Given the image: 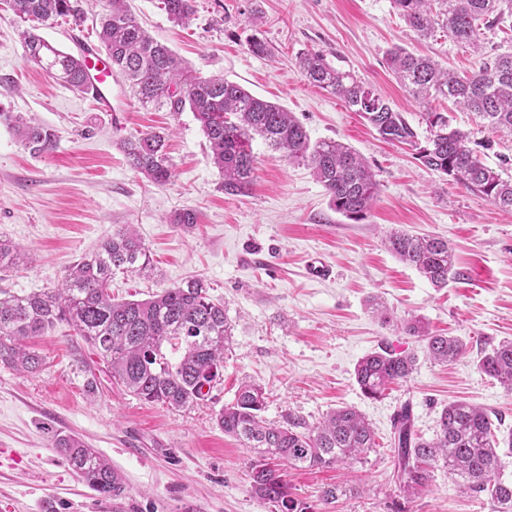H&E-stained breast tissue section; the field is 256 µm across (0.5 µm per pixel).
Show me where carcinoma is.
Here are the masks:
<instances>
[{
    "mask_svg": "<svg viewBox=\"0 0 512 512\" xmlns=\"http://www.w3.org/2000/svg\"><path fill=\"white\" fill-rule=\"evenodd\" d=\"M83 0H8L19 17L40 24L60 18L79 26L85 21ZM196 0H161L169 20L185 25L196 12ZM404 22L419 36H428L436 25L454 39L479 48L480 28L505 23L512 17V0H393ZM439 8H433V4ZM97 35L112 63V70L128 83L143 105H167L172 112H193L206 136L213 164L224 173V192L239 195L249 188L255 174L252 141L260 137L273 151L311 169L326 190L330 206L353 220L365 219L377 194L375 175L352 147L336 140L311 141L305 127L292 113L258 98L222 77L193 74L166 44L147 33L127 9L125 0H108L98 15ZM29 59L71 90L85 92L81 60L23 32ZM386 62L410 97L422 102L431 97L453 100L476 113L492 131L512 132V51L482 61L478 70L459 75L427 56L401 46L392 47ZM299 71L309 84L340 99L359 113L379 137L392 144L409 145L415 158L434 172L476 192L499 209L512 214V178L484 162L490 139L477 141L471 133L454 128L441 112L427 111L423 120L428 135H418L389 101L365 85L349 70L333 66L319 52L298 56ZM33 152L52 146L54 135L41 124L11 112H0ZM165 134L143 133L121 141L129 166L155 185L172 177L165 152ZM385 246L402 263L419 271L434 287L444 288L460 272L448 241L433 235L391 232ZM23 262L12 242L0 239V274ZM153 269L149 250L130 225L112 232L98 250L80 259L57 287L28 295L0 291V364L36 373L45 358L27 345L60 322L107 363L112 378L146 403L171 410L192 407L205 400L204 386L222 380L224 354L233 326L224 306L208 296V285L195 278L166 288L146 300L116 301L109 291L112 275L148 273ZM403 332L424 343L428 357L447 363L462 356L464 342L434 335L418 320L408 321ZM416 357L384 347L363 357L355 378L368 398H379L389 386L405 382L414 372ZM481 373L512 390V340H503L478 363ZM266 394L255 383H241L231 402L215 415L224 434L251 448L256 458L249 466V485L256 497L280 512H303L288 492L281 466L320 469L349 466L374 450V432L354 407L342 405L312 426L295 413L282 421L268 422L263 413ZM512 450V433L500 439L491 417L464 401L448 403L440 415L439 432L431 441L414 430L410 405L401 407L393 425L391 453L393 477L408 496L419 494L441 463L459 479L463 491L485 496L492 512H512V482L502 480L500 444ZM70 468L103 498L123 497L121 475L81 438L65 432L54 436Z\"/></svg>",
    "mask_w": 512,
    "mask_h": 512,
    "instance_id": "1",
    "label": "carcinoma"
}]
</instances>
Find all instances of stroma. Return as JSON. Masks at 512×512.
Masks as SVG:
<instances>
[{"label": "stroma", "mask_w": 512, "mask_h": 512, "mask_svg": "<svg viewBox=\"0 0 512 512\" xmlns=\"http://www.w3.org/2000/svg\"><path fill=\"white\" fill-rule=\"evenodd\" d=\"M128 8L197 75L224 76L292 112L311 140L353 147L379 192L366 219L348 220L330 208L307 165L257 138L249 192L225 194L192 112L142 106L120 78L112 82V112L97 111L87 95L29 61L25 24L0 2V111L33 117L55 135L49 151L35 153L0 124V237L28 251L25 266L1 278L0 289L27 295L55 287L112 230L130 224L155 269L115 274L113 299H146L198 277L233 326L223 381L180 411L115 384L65 323L34 341L46 360L41 372L0 365V512H278L250 493V450L215 423L243 380L268 392L267 420L291 411L313 424L351 405L370 423L376 450L351 468H283L291 497L309 512H491L441 465L420 495L405 497L392 478L389 441L393 414L407 402L416 433L427 440L455 400L484 407L500 435L512 433V392L478 369L485 352L512 339V217L422 166L409 146L381 140L336 96L310 85L296 60L317 51L353 72L419 138L427 136L426 110L446 113L474 139H491L486 164L512 177V134L489 132L475 113L444 99L413 102L385 62L386 51L400 45L468 74L482 56L512 51V30L484 29L477 55L442 28L418 37L392 0H196L184 26L168 19L159 0H128ZM255 38L267 54L249 51ZM159 130L169 134L173 169L163 186L132 170L120 148L122 138ZM179 210L197 214L193 230L172 224ZM395 228L447 239L460 278L437 288L401 263L382 243ZM374 299L387 319L373 312ZM411 319L462 339L466 353L448 364L432 361L422 342L400 330ZM382 346L415 354L417 365L407 382L373 400L362 394L355 367ZM58 431L77 435L111 463L124 479L122 499L102 498L79 479L52 445ZM327 486L347 493L323 505Z\"/></svg>", "instance_id": "stroma-1"}]
</instances>
